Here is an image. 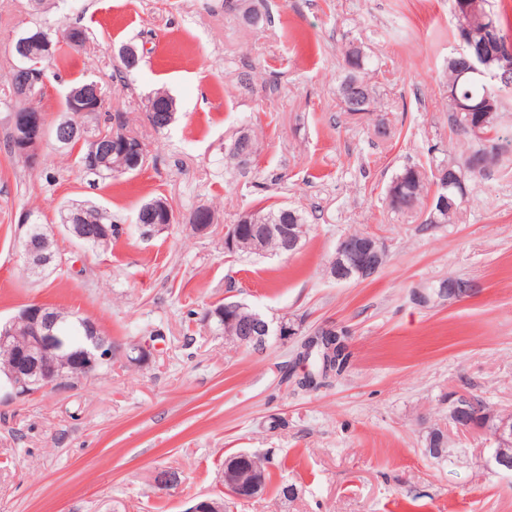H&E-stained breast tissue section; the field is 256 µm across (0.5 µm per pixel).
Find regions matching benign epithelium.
Returning <instances> with one entry per match:
<instances>
[{"label": "benign epithelium", "mask_w": 512, "mask_h": 512, "mask_svg": "<svg viewBox=\"0 0 512 512\" xmlns=\"http://www.w3.org/2000/svg\"><path fill=\"white\" fill-rule=\"evenodd\" d=\"M66 42L73 48L83 46L81 36L75 30L67 29L57 35V42H52L36 28L24 29L12 36L9 49L16 56L18 65L15 66L16 80L13 85V100L21 103L30 98H38L48 85L46 77V60L53 54L56 43ZM495 60L505 70H512V47L497 43L474 57L471 72L485 76L482 64ZM348 102L352 108L362 106L360 96V81L352 76L345 82ZM108 98L106 88L97 82L85 84L81 90L68 95L70 109L80 112L93 123L103 111ZM495 98L488 93L477 107L462 105L459 110L472 113L475 132L487 125V120L493 115ZM15 139L14 149L20 158L29 166L35 168L41 164L42 148L47 139L52 137L57 144L64 147L71 144L82 134V129L68 127L63 122L51 129L45 114L37 110H29L24 106L17 107L10 116ZM124 117L120 114L109 116L107 121L99 125L100 132L94 142L102 144L112 141L116 134L122 133ZM451 179L441 178L438 182L440 192L436 194L437 207L431 215H423L430 221H436L437 214L448 211V186ZM214 223L211 212L201 209L193 213L190 228L199 235L209 233ZM305 226L301 224H274L269 226L270 235L282 241L284 251L291 255L297 252L304 238ZM36 237L33 227H28L21 240V258L27 275L40 276V271L47 267H58L64 258L57 252L43 254L32 249L31 239ZM385 249L380 239L372 234L361 237L347 236L336 246V251L328 264V274L336 281H366L380 270V261ZM473 291L469 281L454 278L439 288H421L414 294L415 299L424 304L441 300H460L469 296ZM232 312L238 342L250 348L257 354L266 352L269 339L275 336L283 341L297 335L295 323L287 316L280 319L276 329H271L269 322L261 315L243 303L235 304L224 311H215L209 318H222V313ZM58 318L54 315L53 307L41 303H32L26 308L23 331L16 330L14 320H9L5 328L0 330V347L13 350L17 343H23V351L13 362L7 372V378L0 381V401H12L26 398L44 391L64 393L73 389V366L82 371V380L91 378L100 364L112 361L117 346L112 338L105 335L98 325L92 321L84 324L86 336L78 357L77 364H72L69 355L65 354L66 337L56 329ZM152 355V346L148 340H138L129 345L125 352L128 362L144 364ZM475 401L466 394H456L448 397V422L461 426L464 415L471 412L470 406ZM481 432L491 436L496 443L491 461L497 468L512 471V455L504 452V448L512 445V418L485 420ZM220 481L227 482L235 489L238 499H251L262 493V484L254 482L242 488L233 481V471L227 469L221 472ZM189 512H224V500L218 497L197 501Z\"/></svg>", "instance_id": "7a95c632"}]
</instances>
